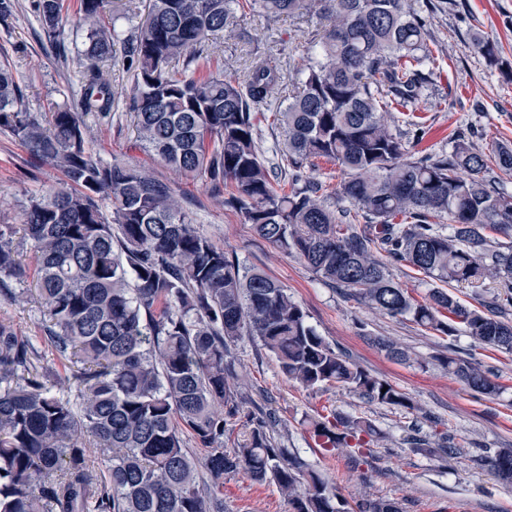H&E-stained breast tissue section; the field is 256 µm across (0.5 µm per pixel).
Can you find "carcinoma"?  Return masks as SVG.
I'll use <instances>...</instances> for the list:
<instances>
[{
    "label": "carcinoma",
    "instance_id": "obj_1",
    "mask_svg": "<svg viewBox=\"0 0 512 512\" xmlns=\"http://www.w3.org/2000/svg\"><path fill=\"white\" fill-rule=\"evenodd\" d=\"M34 11L46 40L57 43L64 0H35ZM78 13L79 110L59 106L43 126L11 67L0 65V127L64 175L62 187L22 204L20 227L0 228V278L21 274L12 240L19 229L37 251L45 339L75 367L74 388L59 389L35 365L34 347L0 322V512H224V476L239 472L275 483L292 512H347L337 488L271 436L276 414L247 407L232 382L231 346L258 338L283 375L306 389L336 384L407 409L409 398L332 348L281 283L202 235L170 184L95 156L84 116L111 120L120 95L109 69L126 68L141 148L207 181L258 236L322 280L446 336L460 325L473 342L504 353H512V320L504 319L512 308V194L498 188L495 170L512 172V147L477 153L461 137L448 153L409 154L390 113L416 101L430 77L421 69L426 20L411 0H149L128 40L104 23L100 0H79ZM254 13L330 21L313 35L307 52L318 59L306 63L285 105L273 100L282 81L274 61L237 81L201 72L191 57ZM182 56L193 67L169 68ZM269 119L286 134V188L258 143V125ZM321 158L336 165L334 193L348 205L328 207V186L310 178ZM102 198L112 202L109 216ZM390 261L444 287L420 302L394 281ZM486 280L504 292L480 309L445 289ZM373 343L394 361L411 360L394 340ZM436 361L473 392L501 390L462 356ZM230 422L242 435L228 448ZM308 425L331 454H360L379 438L369 421L337 413ZM407 442L452 453L445 433ZM488 463L512 483V448ZM356 512L399 508L366 498Z\"/></svg>",
    "mask_w": 512,
    "mask_h": 512
}]
</instances>
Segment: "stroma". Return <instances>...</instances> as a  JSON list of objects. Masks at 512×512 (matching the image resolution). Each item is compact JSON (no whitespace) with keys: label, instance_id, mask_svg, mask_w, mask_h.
<instances>
[{"label":"stroma","instance_id":"1","mask_svg":"<svg viewBox=\"0 0 512 512\" xmlns=\"http://www.w3.org/2000/svg\"><path fill=\"white\" fill-rule=\"evenodd\" d=\"M430 69L436 79L408 110L396 113L399 127L420 122L422 139H409L412 154L450 151L458 138L486 152L492 143L512 146V82L475 47L476 40L496 44L503 64L512 65V0H446L427 13ZM317 27L285 17L248 16L232 36L218 37L207 49L212 66L225 76L243 78L252 62L279 55L288 81L275 97L284 101L306 63L305 46ZM59 40L65 57L56 56L36 21L32 0H14L13 14L0 23V61L9 62L19 80L24 104L37 116L57 106L77 107V80L84 48L76 13H69ZM90 148L104 161L145 169L168 182L183 199L198 230L241 265L255 267L279 281L303 308L307 321L335 350L372 375L405 393L412 409L367 402L347 389L308 390L288 381L272 355L250 336L233 346L234 369L249 386L254 405L275 410L277 431L288 450L338 488L348 504L362 496L396 502L400 512H512V484L500 480L484 458L512 447V354L486 349L464 334L446 336L417 325L411 317L381 314L344 289L326 284L302 261L260 238L225 207L209 183L178 177L136 143L128 109L101 123L88 118ZM64 177L58 167L37 161L12 133L0 128V226L20 221V206L31 193L56 189ZM13 246L23 271L0 289V321L31 340L40 366L67 382L71 370L44 339V316L35 291V251L23 234ZM385 336L407 346L412 359L400 363L375 348L371 337ZM457 351L479 364L502 387L493 398L467 389L436 363ZM332 410L369 420L380 434L360 460L349 452L333 455L308 433L310 417ZM448 433L455 454L439 459L410 447L411 427ZM224 512H289L290 505L272 483H256L244 474L224 479Z\"/></svg>","mask_w":512,"mask_h":512}]
</instances>
